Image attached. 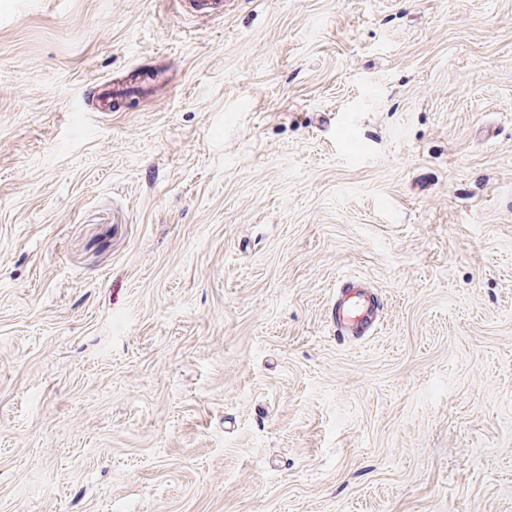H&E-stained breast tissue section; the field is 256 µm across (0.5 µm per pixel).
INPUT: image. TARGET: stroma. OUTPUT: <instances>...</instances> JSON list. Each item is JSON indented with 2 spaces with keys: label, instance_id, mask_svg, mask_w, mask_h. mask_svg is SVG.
Instances as JSON below:
<instances>
[{
  "label": "stroma",
  "instance_id": "35a3bbf8",
  "mask_svg": "<svg viewBox=\"0 0 512 512\" xmlns=\"http://www.w3.org/2000/svg\"><path fill=\"white\" fill-rule=\"evenodd\" d=\"M0 512H512V0H0ZM183 14L195 19L216 20L224 16L223 0H177ZM167 80L162 70L153 69L149 73L144 70L123 79L102 78L96 84L98 112H112L130 101H139L156 84ZM381 302L362 276L344 277L336 288L329 312L336 336L361 339L375 331Z\"/></svg>",
  "mask_w": 512,
  "mask_h": 512
}]
</instances>
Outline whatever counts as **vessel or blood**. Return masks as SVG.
Here are the masks:
<instances>
[{"label":"vessel or blood","instance_id":"b4317fda","mask_svg":"<svg viewBox=\"0 0 512 512\" xmlns=\"http://www.w3.org/2000/svg\"><path fill=\"white\" fill-rule=\"evenodd\" d=\"M183 14L196 19L216 20L224 16V0H177ZM161 70L137 72L123 78H103L96 85L98 109L115 111L125 103L144 98L156 84L165 82ZM381 302L370 285L361 276L343 278L331 301L329 320L336 335L346 339H361L375 331Z\"/></svg>","mask_w":512,"mask_h":512}]
</instances>
